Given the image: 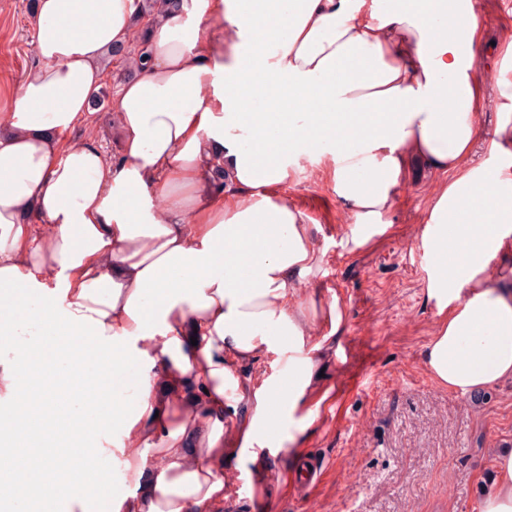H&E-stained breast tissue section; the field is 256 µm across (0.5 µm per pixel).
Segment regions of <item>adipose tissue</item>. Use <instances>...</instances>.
<instances>
[{
  "mask_svg": "<svg viewBox=\"0 0 512 512\" xmlns=\"http://www.w3.org/2000/svg\"><path fill=\"white\" fill-rule=\"evenodd\" d=\"M481 0H161L134 26V0H36V61L0 113V499L20 512L83 503L108 481L111 449L73 442L67 418L118 432L136 476L107 512H218L225 499L224 400L239 389L241 462L263 470L312 424L311 400L338 302L298 287L323 262L314 225L282 201L293 156L330 154L349 212V253L386 231L383 215L420 158L442 178L424 218L426 292L438 324L423 360L468 393L512 378V289L490 257L512 239V91L502 92L491 164L471 165L485 83ZM448 29L434 43L431 28ZM142 40L148 60L117 89L119 156L64 136L89 113L110 51ZM268 134L269 154L250 138ZM255 256L243 262L238 246ZM37 319L47 344L14 356ZM322 322L325 333L314 330ZM81 342H74V335ZM288 348L287 375L253 381L259 354ZM99 368L95 400L71 369ZM133 376L132 407L113 388ZM294 433L271 438L268 401ZM36 464L44 478L26 484ZM479 512H512V448L493 459Z\"/></svg>",
  "mask_w": 512,
  "mask_h": 512,
  "instance_id": "obj_1",
  "label": "adipose tissue"
}]
</instances>
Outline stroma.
<instances>
[{
  "label": "stroma",
  "instance_id": "1",
  "mask_svg": "<svg viewBox=\"0 0 512 512\" xmlns=\"http://www.w3.org/2000/svg\"><path fill=\"white\" fill-rule=\"evenodd\" d=\"M487 48L479 71H498L496 43L512 39V0H485ZM28 0H0V113L9 111L35 61ZM94 138L107 158L117 154L111 108L93 111L66 141ZM328 155H299L279 195L315 224L326 252L300 286L302 301L338 299L345 311L341 349L349 364L328 359L317 386L326 397L302 445L271 459L262 473L238 457L224 461L230 486L221 512H479L494 477L491 461L512 445V379L468 394L448 390L427 372L422 353L436 327L425 293L427 260L420 248L435 173L414 165L399 187L385 235L357 254L339 246L349 214L324 175ZM360 377L353 393L345 385ZM320 476L297 490L291 475L303 458Z\"/></svg>",
  "mask_w": 512,
  "mask_h": 512
}]
</instances>
